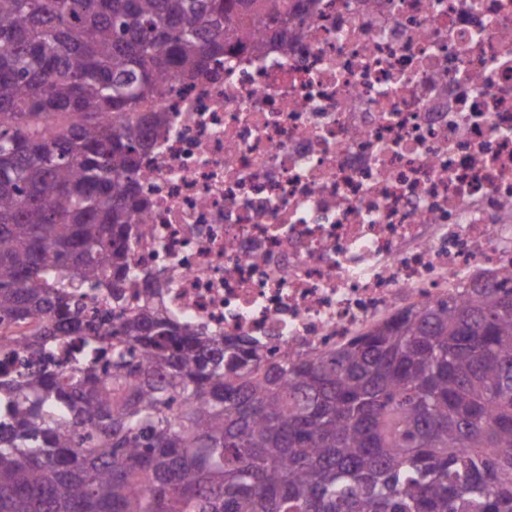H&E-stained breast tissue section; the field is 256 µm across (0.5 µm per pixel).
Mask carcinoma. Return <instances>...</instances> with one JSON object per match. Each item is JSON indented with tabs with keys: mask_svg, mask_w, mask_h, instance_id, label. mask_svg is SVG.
Wrapping results in <instances>:
<instances>
[{
	"mask_svg": "<svg viewBox=\"0 0 512 512\" xmlns=\"http://www.w3.org/2000/svg\"><path fill=\"white\" fill-rule=\"evenodd\" d=\"M293 0H0V512H512V270L301 361L125 300L142 108ZM76 337L70 364L43 357ZM101 293L93 301L89 302L87 308L88 315L99 318H113L114 321L119 319L123 314V310L115 306L114 303L112 305L110 298L104 290Z\"/></svg>",
	"mask_w": 512,
	"mask_h": 512,
	"instance_id": "cac0c4a2",
	"label": "carcinoma"
}]
</instances>
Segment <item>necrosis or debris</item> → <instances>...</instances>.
I'll return each instance as SVG.
<instances>
[{
    "label": "necrosis or debris",
    "instance_id": "obj_1",
    "mask_svg": "<svg viewBox=\"0 0 512 512\" xmlns=\"http://www.w3.org/2000/svg\"><path fill=\"white\" fill-rule=\"evenodd\" d=\"M148 104L136 271L298 360L512 269V0H306Z\"/></svg>",
    "mask_w": 512,
    "mask_h": 512
}]
</instances>
